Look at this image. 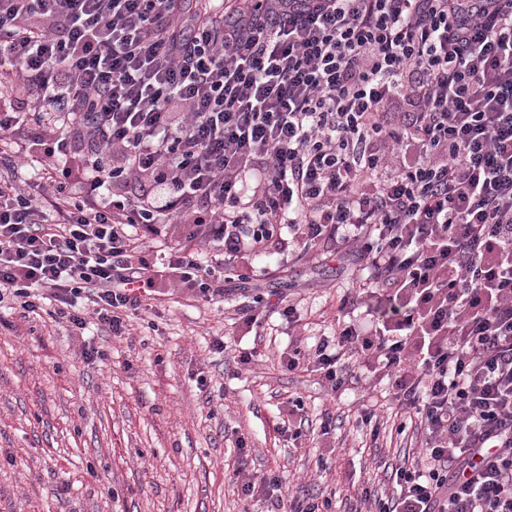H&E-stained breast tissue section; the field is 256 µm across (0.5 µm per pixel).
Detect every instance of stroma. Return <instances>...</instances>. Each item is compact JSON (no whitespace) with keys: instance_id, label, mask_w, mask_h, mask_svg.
<instances>
[{"instance_id":"obj_1","label":"stroma","mask_w":512,"mask_h":512,"mask_svg":"<svg viewBox=\"0 0 512 512\" xmlns=\"http://www.w3.org/2000/svg\"><path fill=\"white\" fill-rule=\"evenodd\" d=\"M276 262L255 260L257 282L297 303L293 328L276 314L258 328L235 323L234 306L250 300L237 292L209 307L174 292L119 338L92 327L83 339L49 317L0 308V512H275L264 496L242 499L230 479L241 464L256 479L330 498L334 512H354L367 480L383 489L411 449L410 433L375 442L356 425L362 406L383 405V385L331 395L317 373L282 365L294 347L332 333L355 266L294 257L280 272ZM85 342L104 359L85 360ZM250 347L259 361L239 364ZM297 396L308 414L298 448L285 429V403ZM324 410L336 418L326 437ZM240 438L251 448L244 461Z\"/></svg>"}]
</instances>
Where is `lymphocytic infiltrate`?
<instances>
[{
  "instance_id": "lymphocytic-infiltrate-1",
  "label": "lymphocytic infiltrate",
  "mask_w": 512,
  "mask_h": 512,
  "mask_svg": "<svg viewBox=\"0 0 512 512\" xmlns=\"http://www.w3.org/2000/svg\"><path fill=\"white\" fill-rule=\"evenodd\" d=\"M4 67L7 166L41 177L0 175V302L120 336L143 301L251 290L283 230L333 244L391 316L343 297L284 364L334 393L381 376L422 435L365 512H512V0H0ZM370 291L371 288L369 290H367V288H365V290H357L358 293L360 292V300L354 316H357V319L360 318V320H365L363 318H366V320L374 319L375 322L379 321V323H382L383 317L381 313L385 309L387 301L385 297L381 295L383 294L382 292H380V294L379 292L377 294H371ZM367 313L373 314L374 318L370 315L367 316Z\"/></svg>"
}]
</instances>
